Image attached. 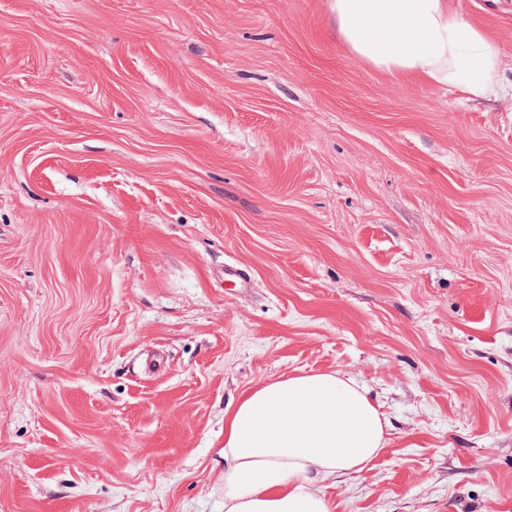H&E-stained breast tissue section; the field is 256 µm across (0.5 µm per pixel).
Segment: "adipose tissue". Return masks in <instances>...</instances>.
I'll return each mask as SVG.
<instances>
[{
	"label": "adipose tissue",
	"mask_w": 512,
	"mask_h": 512,
	"mask_svg": "<svg viewBox=\"0 0 512 512\" xmlns=\"http://www.w3.org/2000/svg\"><path fill=\"white\" fill-rule=\"evenodd\" d=\"M348 51L390 75L474 98L512 96L498 42L450 0H327ZM387 424L340 372L265 382L224 413V512H331L330 480L363 471Z\"/></svg>",
	"instance_id": "ef3b65f1"
}]
</instances>
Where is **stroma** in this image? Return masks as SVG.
I'll return each mask as SVG.
<instances>
[{
    "label": "stroma",
    "mask_w": 512,
    "mask_h": 512,
    "mask_svg": "<svg viewBox=\"0 0 512 512\" xmlns=\"http://www.w3.org/2000/svg\"><path fill=\"white\" fill-rule=\"evenodd\" d=\"M336 370L388 436L332 512H512V100L326 0H0V512H224L225 408Z\"/></svg>",
    "instance_id": "stroma-1"
}]
</instances>
